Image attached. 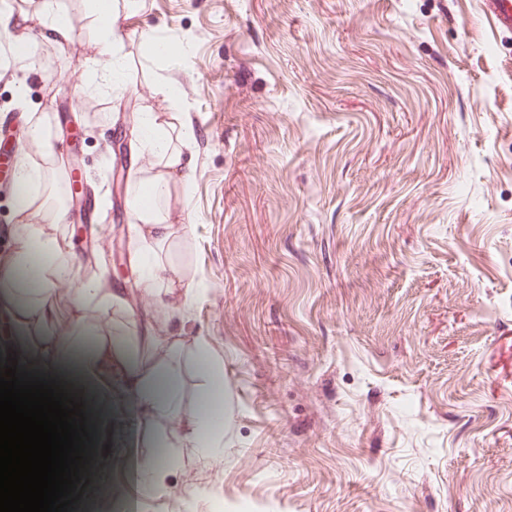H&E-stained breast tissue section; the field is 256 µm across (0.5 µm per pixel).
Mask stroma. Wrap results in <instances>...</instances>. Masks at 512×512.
<instances>
[{
  "mask_svg": "<svg viewBox=\"0 0 512 512\" xmlns=\"http://www.w3.org/2000/svg\"><path fill=\"white\" fill-rule=\"evenodd\" d=\"M75 38L43 44L55 83L0 76V123L51 119L91 212L58 174L75 281L0 287V341L84 402L89 481L71 512H512V35L481 0H146L120 57L134 95L81 80ZM185 47L148 58L139 34ZM179 87L194 179L174 261L202 289L182 310L144 288L115 136ZM95 296L79 293L81 284ZM112 299L102 310L100 299ZM208 336L224 379L223 456L181 449L167 493L144 461L193 430ZM180 354L175 409L144 392ZM166 469L161 458L149 457L141 468V483L147 493L154 497H162L166 493Z\"/></svg>",
  "mask_w": 512,
  "mask_h": 512,
  "instance_id": "obj_1",
  "label": "stroma"
}]
</instances>
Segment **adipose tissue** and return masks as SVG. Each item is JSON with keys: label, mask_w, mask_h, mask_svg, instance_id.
<instances>
[{"label": "adipose tissue", "mask_w": 512, "mask_h": 512, "mask_svg": "<svg viewBox=\"0 0 512 512\" xmlns=\"http://www.w3.org/2000/svg\"><path fill=\"white\" fill-rule=\"evenodd\" d=\"M92 31V53L87 59V79L92 91L121 103L130 90L121 65L115 60L116 47L123 40L124 23L139 13L144 0H85ZM0 31L10 37V64L22 72L37 45L62 44L72 40L74 31L57 0H42L37 17L15 12L12 6L0 7ZM25 133L38 148L20 167L19 182L37 185L38 190L18 208L19 224L9 237L5 279L26 282L44 290L72 280L76 270L65 238L50 234L46 227L63 221L62 210L54 204L55 156L51 126L47 117L28 122ZM194 139L192 130L176 115L160 119L154 112H141L137 123L138 153L147 154L149 167L141 168L138 180L129 191L128 206L137 236L151 254L143 270V284L157 291L162 299L180 298L190 306L197 289L184 282L169 254L176 238L169 199L173 184L190 188L192 174L183 161V152ZM223 422L208 404H201L195 427L188 435L171 438L168 448H189L202 458L219 454Z\"/></svg>", "instance_id": "adipose-tissue-1"}]
</instances>
